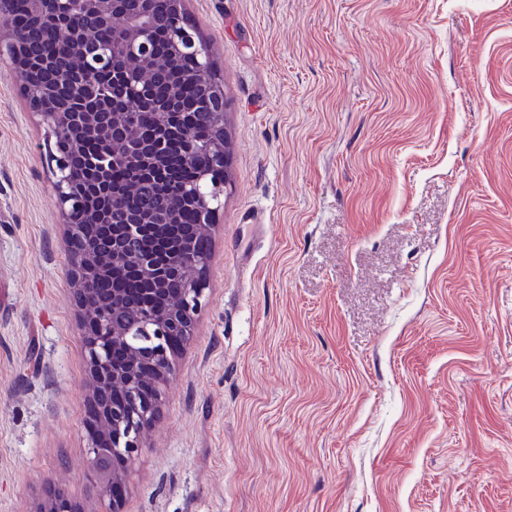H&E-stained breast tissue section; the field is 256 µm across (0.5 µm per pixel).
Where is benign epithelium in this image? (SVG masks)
I'll list each match as a JSON object with an SVG mask.
<instances>
[{
    "mask_svg": "<svg viewBox=\"0 0 512 512\" xmlns=\"http://www.w3.org/2000/svg\"><path fill=\"white\" fill-rule=\"evenodd\" d=\"M156 2L132 0L135 8L126 10L124 0H25V17L17 20L16 0H0V62L23 75L29 108L42 116L55 136L49 160L54 163V189L66 223L73 293L85 330L91 373L89 420L99 435L89 454L95 456L100 444L126 461L139 453L142 436L156 416L158 399L144 400L135 414L112 399L138 385L141 352L131 343L130 330L123 324L96 314L92 305L96 276L125 264L153 272L159 284L160 307L141 328L149 341L159 345L153 366L163 378L171 371L167 340H186L192 335L211 253L173 252L166 265H156L152 246L144 239V225L176 223L177 204L115 224L112 215L121 211L129 190L76 194L68 178L70 153L82 138L93 137L106 147L105 177H110V166L117 161L138 172L155 168L164 148L165 124L157 123L158 136L152 143L142 142L135 130L137 112L129 104L152 108L165 118L173 111L181 87L199 83L204 86L200 105L210 117L213 136L205 141L187 133L183 152L189 160L206 155L209 166L199 185L180 198L195 201L200 234H210L216 212L213 202L218 194L208 190L210 178L223 174L228 165L224 90L212 78L209 47L186 20V0H163L165 12L161 15L155 10ZM42 28L56 34L58 53L46 55L37 46L33 33ZM186 59L194 61V66L182 67ZM46 68L55 72L54 81L48 84L40 78ZM171 70L178 73L180 81L170 86V100L159 103L154 98V77ZM74 210L89 224L107 225L105 243L79 240L78 229L68 223ZM41 512L81 510L63 491L54 489L48 491Z\"/></svg>",
    "mask_w": 512,
    "mask_h": 512,
    "instance_id": "benign-epithelium-1",
    "label": "benign epithelium"
}]
</instances>
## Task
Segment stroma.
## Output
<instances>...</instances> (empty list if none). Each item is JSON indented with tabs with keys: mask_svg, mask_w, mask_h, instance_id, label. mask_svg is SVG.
<instances>
[{
	"mask_svg": "<svg viewBox=\"0 0 512 512\" xmlns=\"http://www.w3.org/2000/svg\"><path fill=\"white\" fill-rule=\"evenodd\" d=\"M231 188L122 512H512V0H187ZM0 72V512H109L48 151ZM38 512H83L59 489L49 490L43 508Z\"/></svg>",
	"mask_w": 512,
	"mask_h": 512,
	"instance_id": "1",
	"label": "stroma"
}]
</instances>
